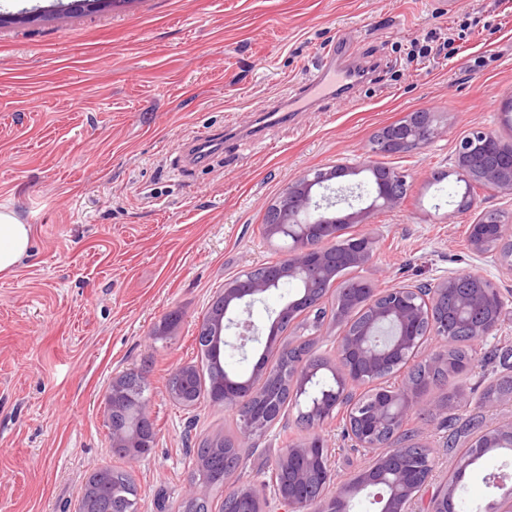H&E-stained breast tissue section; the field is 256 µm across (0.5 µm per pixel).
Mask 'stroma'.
I'll return each mask as SVG.
<instances>
[{
  "mask_svg": "<svg viewBox=\"0 0 512 512\" xmlns=\"http://www.w3.org/2000/svg\"><path fill=\"white\" fill-rule=\"evenodd\" d=\"M52 0H0V207L34 229L28 255L0 274V512H74L99 467L131 473L139 512H179L199 482L197 448L234 426L201 397L186 409L167 381L198 363V328L224 283L279 260L263 235L268 207L309 170L355 161L384 126L428 109L450 115L446 139L377 155L407 179L392 210L350 228L376 240L358 274L384 290L476 269L512 311V269L475 258L469 226L484 211L512 217V197L464 191L450 171L477 126L512 136L498 110L512 94V0H132L29 23L12 14ZM318 103L270 111L324 60ZM180 320L155 339L170 314ZM473 360L421 404L407 427L433 448L436 480L454 468L447 442L470 416L512 419V400L482 402L505 375L512 314ZM146 370L155 447L137 461L112 449L103 417L112 379ZM465 391V404H445ZM297 411L247 449L228 480L260 487L279 452L299 442ZM338 480L366 459L340 422L323 429ZM512 474L490 453L466 482L473 512L498 499L487 478Z\"/></svg>",
  "mask_w": 512,
  "mask_h": 512,
  "instance_id": "stroma-1",
  "label": "stroma"
}]
</instances>
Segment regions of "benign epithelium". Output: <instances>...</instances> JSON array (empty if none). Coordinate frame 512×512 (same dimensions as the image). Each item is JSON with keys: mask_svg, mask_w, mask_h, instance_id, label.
I'll use <instances>...</instances> for the list:
<instances>
[{"mask_svg": "<svg viewBox=\"0 0 512 512\" xmlns=\"http://www.w3.org/2000/svg\"><path fill=\"white\" fill-rule=\"evenodd\" d=\"M450 126V120L437 112H410L384 127L370 154L359 161H338L289 182L272 205L277 217L265 225V238H281L292 224L300 225L301 231L279 262L251 267L224 283L219 296L222 310L206 326L212 332L214 358L224 354L226 347L242 351L248 344L260 342L259 329L247 314L270 292L288 283L300 284L297 298L286 301L275 312L269 342L281 324L292 323L300 316L301 309L315 308L317 291L335 278L338 265H369L374 255L373 238L353 237L343 252L335 246L344 240L348 226L366 223L373 210L397 208L406 186L401 172L377 164L372 155L419 151L448 136ZM362 173L370 185L371 202L357 209L350 205L346 212L335 209L324 191L334 180ZM453 173L469 186L511 196L512 138L506 140L489 128L471 131L459 141ZM469 246L473 256L482 258L493 252L512 269V226L502 215L471 225ZM506 311L500 289L471 269L439 277L424 286L407 283L381 293L364 281L342 289L337 308V323L342 325V333L336 337L338 364L331 368L336 387L312 398L318 374V368L311 365L314 349L300 350L293 344L282 346L289 352L286 368L274 370L262 358L247 378L224 380V395L219 402L225 409L234 411L243 403L264 406L263 413L248 418L236 434L233 447L238 463L243 460L244 449L252 447L271 428L270 407L283 388H288L299 416L310 420L307 436L284 449L273 463L269 494L251 487H232L238 512H271L274 506L277 512H351L355 500L371 493L380 502L379 512H412L418 494L431 484L435 463L417 434H411L403 444L396 443L421 396L420 386L408 372L434 339L443 348L430 360L450 373L459 372L447 347L463 331L475 340L489 337L498 330ZM389 373L403 374V382L395 390L384 384ZM121 381L120 374L112 380L104 417L109 420L127 403L135 404L141 430L113 426L111 436L113 448H122L128 457L139 460L150 453L155 439L151 402L146 396L125 393ZM335 417L343 420L351 447L374 453L370 463L340 484L336 483V469L320 432ZM472 447L478 449V454L458 458L453 474L431 493L427 512H450L457 490L467 470L477 463L478 455L502 449L512 455V421L480 427ZM281 469L288 472L292 485H303L307 478L317 476L315 491H285L276 479Z\"/></svg>", "mask_w": 512, "mask_h": 512, "instance_id": "7a95c632", "label": "benign epithelium"}]
</instances>
